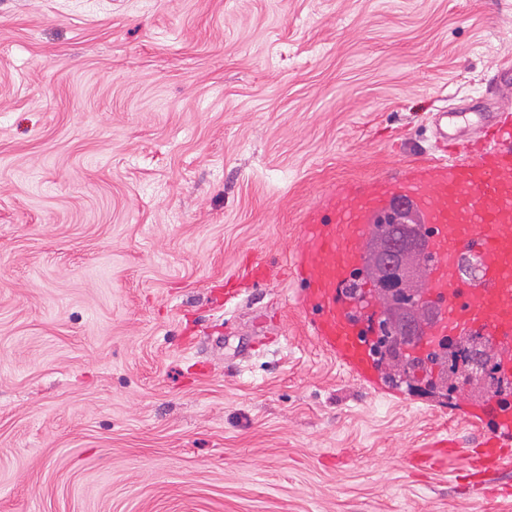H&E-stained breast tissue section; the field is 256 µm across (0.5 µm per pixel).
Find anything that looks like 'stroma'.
Returning <instances> with one entry per match:
<instances>
[{
    "instance_id": "35a3bbf8",
    "label": "stroma",
    "mask_w": 512,
    "mask_h": 512,
    "mask_svg": "<svg viewBox=\"0 0 512 512\" xmlns=\"http://www.w3.org/2000/svg\"><path fill=\"white\" fill-rule=\"evenodd\" d=\"M507 63L512 0H0V512H512L408 469L477 429L370 391L292 281L219 302Z\"/></svg>"
}]
</instances>
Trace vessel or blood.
I'll use <instances>...</instances> for the list:
<instances>
[{
  "instance_id": "obj_1",
  "label": "vessel or blood",
  "mask_w": 512,
  "mask_h": 512,
  "mask_svg": "<svg viewBox=\"0 0 512 512\" xmlns=\"http://www.w3.org/2000/svg\"><path fill=\"white\" fill-rule=\"evenodd\" d=\"M497 96L498 111L478 113L461 129L446 130L452 116L438 113L440 139L476 140L468 153L409 167L395 178L336 185L304 213L301 244L284 268L250 264V279L285 273L299 283L312 335L364 382L382 379L370 348L382 308L368 288L353 289L352 279L365 265L375 217L395 203L417 217L433 256L422 278L425 298L437 304L438 314L423 320L413 354H427L443 339L482 336L502 377L512 380V87ZM465 258L476 265V275H462ZM466 419L481 429L478 447H460L454 438L434 445L464 459L467 482L498 485L512 467V411L490 394L468 407Z\"/></svg>"
}]
</instances>
